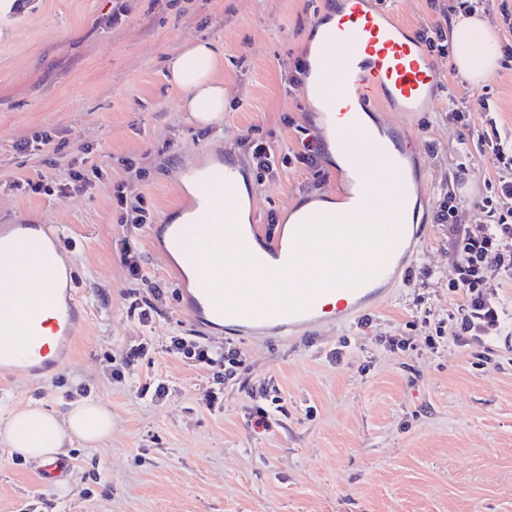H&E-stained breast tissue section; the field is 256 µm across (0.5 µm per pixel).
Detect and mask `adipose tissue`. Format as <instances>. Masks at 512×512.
<instances>
[{
    "mask_svg": "<svg viewBox=\"0 0 512 512\" xmlns=\"http://www.w3.org/2000/svg\"><path fill=\"white\" fill-rule=\"evenodd\" d=\"M454 61L458 72L477 82L495 70L499 45L488 22L477 16L459 18L452 28ZM220 58L210 41H197L174 52L167 60L170 84L180 96L182 107L202 126L219 123L224 112V84L214 76ZM187 191L196 199L190 213H176L172 223L213 224L224 213V195L212 190L202 178H185ZM112 430V416L102 406L78 401L61 411L38 405L0 414V440L9 454L42 462L66 455L74 441L94 444Z\"/></svg>",
    "mask_w": 512,
    "mask_h": 512,
    "instance_id": "adipose-tissue-1",
    "label": "adipose tissue"
}]
</instances>
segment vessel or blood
Listing matches in <instances>:
<instances>
[{
  "mask_svg": "<svg viewBox=\"0 0 512 512\" xmlns=\"http://www.w3.org/2000/svg\"><path fill=\"white\" fill-rule=\"evenodd\" d=\"M319 52L313 74L318 83L322 109L317 117L343 164V172L357 184L351 212L368 215L373 187L385 194V211L396 234L393 250L405 247L410 199L421 190L406 162V114L427 112L437 104L439 69L423 45L406 26L385 8L382 0H335L316 23ZM383 116L369 121L370 112ZM242 171L233 163L213 169L211 181L224 186V213L232 215L237 204L236 186ZM200 224H172L168 241L178 246L191 268L197 269ZM246 247L263 265L280 269L289 261L294 244L282 235L265 234L261 225L238 227ZM61 233L53 224H7L0 226V372L42 374L56 366V355L74 347L82 334L84 306L73 288H59L57 274L37 268L22 270L25 253L39 254L58 248ZM397 274L391 263L354 289L341 288L335 306L314 296L307 310L250 317L221 310L211 294L205 275L197 277V292L188 301L187 317L203 327L216 321L233 325L236 331L293 333L329 317L343 321L367 308L382 304L385 287ZM40 294L42 308L26 318L13 311L24 303L29 291Z\"/></svg>",
  "mask_w": 512,
  "mask_h": 512,
  "instance_id": "vessel-or-blood-1",
  "label": "vessel or blood"
}]
</instances>
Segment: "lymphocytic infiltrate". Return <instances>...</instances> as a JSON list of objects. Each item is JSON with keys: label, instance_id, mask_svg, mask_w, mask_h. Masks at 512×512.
<instances>
[{"label": "lymphocytic infiltrate", "instance_id": "1", "mask_svg": "<svg viewBox=\"0 0 512 512\" xmlns=\"http://www.w3.org/2000/svg\"><path fill=\"white\" fill-rule=\"evenodd\" d=\"M485 5L486 0H461L456 6L442 5L435 25L420 31L421 41L439 56H447L448 30L453 17L460 12L468 16L476 14L483 11ZM479 109L485 112L486 120L476 142L463 139L459 145L463 156L479 152L487 156L498 171L497 179L474 200L482 219L477 224L457 223L461 200L451 192L444 195L434 216L436 223L447 225L455 249L449 286L464 300L459 311L461 331L455 336L456 341L464 345L489 330L500 328L503 323L502 303L488 294L489 272L512 279V130L501 126L496 108L489 100H482ZM301 144V149L293 152L277 151L270 145L253 142L250 146L252 164L262 175L292 163L318 171L320 147L310 136L302 139ZM169 350L210 369L225 366L237 369L243 364L234 348L220 352L195 336L171 337Z\"/></svg>", "mask_w": 512, "mask_h": 512}]
</instances>
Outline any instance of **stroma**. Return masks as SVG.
Here are the masks:
<instances>
[{
  "label": "stroma",
  "mask_w": 512,
  "mask_h": 512,
  "mask_svg": "<svg viewBox=\"0 0 512 512\" xmlns=\"http://www.w3.org/2000/svg\"><path fill=\"white\" fill-rule=\"evenodd\" d=\"M327 4L23 0L0 11V224L33 214L60 225L61 256L87 309L66 367L0 380V411L61 409L84 387L112 414L108 438L73 444L59 483L41 481L40 464L0 449V512H23L30 496L33 512H512V320L466 346L437 336L460 298L448 286V227L433 220L455 176L481 188L496 176L477 153L458 170L460 138L480 129L482 115L470 113L465 128L448 122V97L473 107L490 99L512 128V61L473 84L453 59H438V104L408 118L429 182L420 237L368 324L328 323L293 336L205 329L203 342L234 347L244 361L219 384V410L205 399L217 385L212 370L167 350L171 337L196 332L174 263L151 233L185 203L186 171L217 156L242 166L260 224L294 202L342 200L346 186L330 156L320 158L322 181L296 165L260 177L248 146L254 139L297 150L312 128L314 107L289 91L288 77L306 59ZM199 40L222 54L224 118L207 127L189 121L166 79L172 52ZM44 132L52 141L42 152L20 151ZM72 158L100 173L63 194L59 162ZM18 179L43 189H16ZM124 248L140 277L121 263ZM136 298L157 308L149 326L128 312ZM392 337L404 348L391 350ZM141 343L148 354L125 366ZM155 379L168 384L159 401L141 393ZM261 409L265 428L255 423Z\"/></svg>",
  "instance_id": "obj_1"
}]
</instances>
